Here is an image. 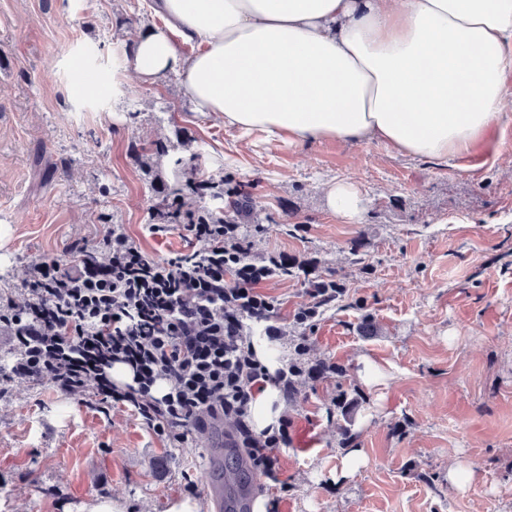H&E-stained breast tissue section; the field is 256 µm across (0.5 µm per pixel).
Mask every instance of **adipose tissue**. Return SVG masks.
Instances as JSON below:
<instances>
[{
  "mask_svg": "<svg viewBox=\"0 0 512 512\" xmlns=\"http://www.w3.org/2000/svg\"><path fill=\"white\" fill-rule=\"evenodd\" d=\"M131 45L142 80L174 74L197 111L243 135L375 141L468 156L500 117L512 0H159ZM199 40L184 56L174 37Z\"/></svg>",
  "mask_w": 512,
  "mask_h": 512,
  "instance_id": "1",
  "label": "adipose tissue"
}]
</instances>
